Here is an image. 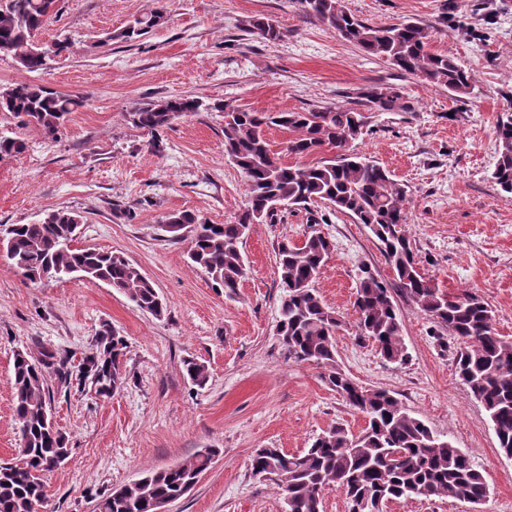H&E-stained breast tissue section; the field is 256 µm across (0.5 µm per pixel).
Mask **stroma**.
I'll list each match as a JSON object with an SVG mask.
<instances>
[{
    "label": "stroma",
    "instance_id": "obj_1",
    "mask_svg": "<svg viewBox=\"0 0 512 512\" xmlns=\"http://www.w3.org/2000/svg\"><path fill=\"white\" fill-rule=\"evenodd\" d=\"M160 2L163 25L132 42L108 40ZM343 4L372 25H423L434 52L473 71L474 92L454 97L364 55L294 0H59L39 38L68 40V51L39 73L0 58V86L30 79L86 99L54 140L0 112V132L27 145L0 161V225L78 211L79 245L121 253L168 305L158 319L104 282L76 275L33 284L0 259V458L14 457L18 446L16 351L53 352L73 371L105 323L128 345L126 380L112 397L76 380H49L51 415L70 454L48 474L39 512H92L100 495L203 448L220 454L169 512H281L276 486L250 470L255 449L298 453L331 426L356 433L365 425L322 369L289 359L276 334L277 245L314 232L333 243L317 286L342 321L339 368L363 386L393 392L469 456L489 486L480 512H512V458L500 452L485 410L456 374V339L400 295L405 363L387 362L358 336L360 266L396 285L367 226L320 201L253 225L241 247L247 274L231 298L189 264V238L173 239L161 228L166 215L182 210L211 224L233 221L246 202V183L224 155L223 113L179 118L155 140L132 123L137 108L192 95L257 112H299L355 107L365 88H386L399 94L400 108L369 111L353 152L404 186L421 272L448 293L480 295L497 333L512 339V194L490 178L497 120L512 109V0ZM259 16L276 19L287 36L269 43L247 33ZM187 359L207 366L205 387L187 379Z\"/></svg>",
    "mask_w": 512,
    "mask_h": 512
}]
</instances>
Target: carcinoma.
Segmentation results:
<instances>
[{"label":"carcinoma","instance_id":"carcinoma-1","mask_svg":"<svg viewBox=\"0 0 512 512\" xmlns=\"http://www.w3.org/2000/svg\"><path fill=\"white\" fill-rule=\"evenodd\" d=\"M57 2L0 0V57L12 59L26 72H39L68 50L64 41L37 39L57 14ZM295 3L366 55L385 60L429 86L446 88L456 97L467 96L475 88L472 72L455 58L432 51L428 30L416 22L374 26L346 11L341 0ZM164 20L162 10H153L109 33L106 41L135 40ZM247 31L266 41L287 36V30L273 18L250 20ZM361 98L369 111H392L399 95L371 87ZM84 105V97L38 82L0 87V112L22 119L46 139H55L68 115ZM208 110L224 113V155L244 175L247 199L229 224L209 226L188 210L166 217L167 224L191 227L190 261L231 295L246 274L240 244L251 225L275 222L280 213L275 205L286 203L293 208L323 201L354 217L379 241L401 295L459 342L458 378L469 396L483 406L500 451L512 457V340L496 332L492 309L479 295L470 291L450 295L420 271L405 230L406 190L379 165L349 154L350 143L365 133V112L342 107L253 112L175 95L137 109L133 123L155 139L174 120ZM271 126L291 133L286 151L298 161L285 163L271 152L265 137V129ZM25 149L24 140L0 133V160ZM323 151L333 156L314 163L304 161ZM496 153L491 179L512 194V114L497 121ZM81 223L80 213L60 209L46 212L33 223L9 224L3 240L7 258L32 283L62 280L81 272L122 291L136 308L156 318L164 316L167 303L122 254L71 245L74 226ZM331 249V241L319 233L300 244L288 240L279 244L277 335L293 361L324 370L329 387L363 415L365 427L353 435L341 425L333 426L299 454L259 448L250 459L252 473L273 476L282 499L288 501V512H323V492L329 485L345 496L348 512H368L364 504L375 498L483 500L487 482L466 453L412 416L391 391L367 388L336 367V332L342 321L316 288ZM353 311L358 336L373 342L386 361H407L402 322L391 290L367 267L360 268ZM126 349L125 339L112 333L109 325H102L95 348L79 364V379L90 382L96 395L112 396L125 383L121 364ZM183 366L193 385L202 388L207 384L205 365L186 359ZM13 374V408L24 448L16 451L12 461L0 462V512H37L46 498V475L70 453L64 434L48 425V380L54 376L68 384L71 373L55 363L51 353L35 358L18 351ZM217 454L216 448H204L188 461L148 472L100 496L94 512H153L159 501L183 497Z\"/></svg>","mask_w":512,"mask_h":512}]
</instances>
